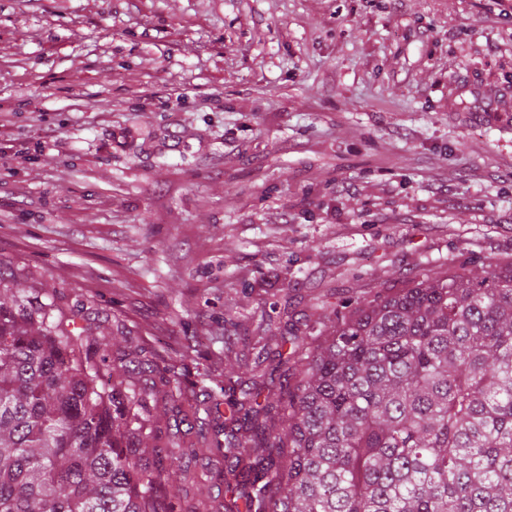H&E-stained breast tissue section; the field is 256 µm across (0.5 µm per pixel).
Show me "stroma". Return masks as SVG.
<instances>
[{"label": "stroma", "mask_w": 512, "mask_h": 512, "mask_svg": "<svg viewBox=\"0 0 512 512\" xmlns=\"http://www.w3.org/2000/svg\"><path fill=\"white\" fill-rule=\"evenodd\" d=\"M508 258L512 0H0V261L109 365L211 407L325 306ZM170 496L224 512L223 459Z\"/></svg>", "instance_id": "35a3bbf8"}]
</instances>
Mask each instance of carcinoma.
I'll use <instances>...</instances> for the list:
<instances>
[{"instance_id": "carcinoma-1", "label": "carcinoma", "mask_w": 512, "mask_h": 512, "mask_svg": "<svg viewBox=\"0 0 512 512\" xmlns=\"http://www.w3.org/2000/svg\"><path fill=\"white\" fill-rule=\"evenodd\" d=\"M0 268V512H173L144 463L156 383L93 363ZM294 332L288 385L227 400L224 512H512V261L426 271Z\"/></svg>"}]
</instances>
